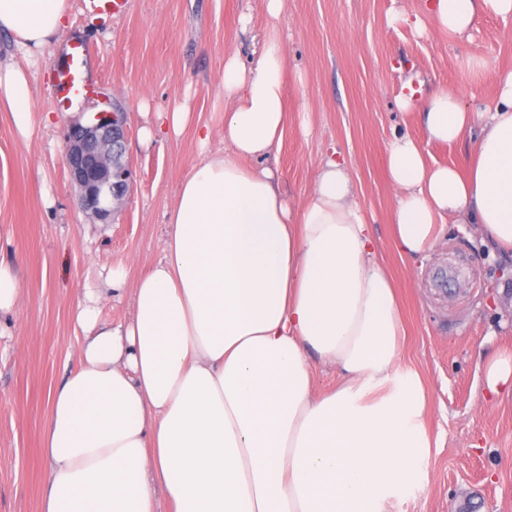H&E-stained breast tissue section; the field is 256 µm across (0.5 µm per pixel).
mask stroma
<instances>
[{
    "instance_id": "obj_1",
    "label": "stroma",
    "mask_w": 512,
    "mask_h": 512,
    "mask_svg": "<svg viewBox=\"0 0 512 512\" xmlns=\"http://www.w3.org/2000/svg\"><path fill=\"white\" fill-rule=\"evenodd\" d=\"M421 0H284L278 18L261 0H132L130 10L96 15L72 0L67 27L24 55L0 32V58L25 72L33 124L20 132L0 101V260L21 267L20 300L0 318V512H40L48 397L79 364L85 331L77 312L87 289L123 267L128 282L161 255L170 207L198 160L192 129L145 139L156 113L185 105L224 146V58H251L268 26L285 44L288 120L270 166L302 202L323 152L345 156L356 201L371 221L379 255L392 270L407 330L404 365L421 376L431 402L425 483L404 488L390 512H512V400L487 404L484 352L512 350V258L480 242L477 225H447L424 258L402 261L392 243L396 187L387 145L407 135L429 160L465 166L471 140L427 141L396 98L410 83L417 98L445 88L471 108L493 104L495 76L512 70V17H480L470 36L420 34L398 21ZM251 12L248 30L238 18ZM87 46L92 92L61 106L53 69L71 46ZM127 116L125 203L108 221L83 212L66 169L67 133L100 110Z\"/></svg>"
}]
</instances>
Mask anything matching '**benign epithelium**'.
<instances>
[{"label":"benign epithelium","mask_w":512,"mask_h":512,"mask_svg":"<svg viewBox=\"0 0 512 512\" xmlns=\"http://www.w3.org/2000/svg\"><path fill=\"white\" fill-rule=\"evenodd\" d=\"M128 128L122 112H99L88 125L68 131L67 173L80 190V206L98 219H109L113 203L121 201L131 176L125 154Z\"/></svg>","instance_id":"obj_1"}]
</instances>
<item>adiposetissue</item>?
I'll return each mask as SVG.
<instances>
[{"instance_id": "adipose-tissue-1", "label": "adipose tissue", "mask_w": 512, "mask_h": 512, "mask_svg": "<svg viewBox=\"0 0 512 512\" xmlns=\"http://www.w3.org/2000/svg\"><path fill=\"white\" fill-rule=\"evenodd\" d=\"M69 0H0V29L26 50L66 27ZM512 0H423L402 19L464 37ZM285 49L269 29L250 63L224 58V147L200 158L170 211L164 256L127 285L113 271L78 313L80 363L49 395L41 512H389L398 491L429 479V401L402 364L406 336L391 272L349 170L321 160L301 203L276 169L287 121ZM493 106L445 89L416 108L428 142L474 136L466 168L429 164L394 137L392 240L400 257L431 250L448 223L476 224L512 252V70ZM0 99L19 129L32 121L23 70L0 66ZM130 292L132 314L100 322L97 305ZM335 366L315 392L311 358Z\"/></svg>"}]
</instances>
